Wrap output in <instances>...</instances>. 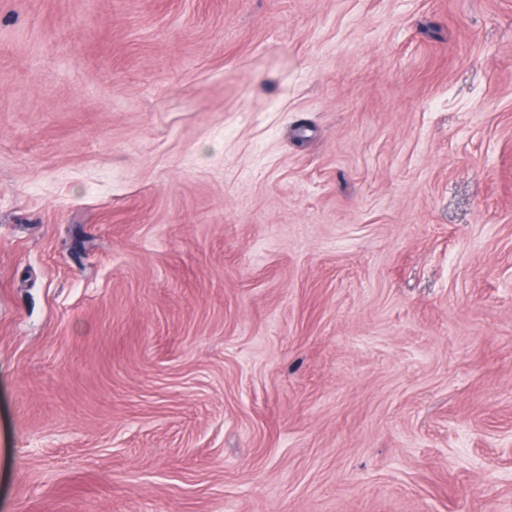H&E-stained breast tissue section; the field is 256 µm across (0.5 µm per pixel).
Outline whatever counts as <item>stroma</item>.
<instances>
[{"mask_svg": "<svg viewBox=\"0 0 512 512\" xmlns=\"http://www.w3.org/2000/svg\"><path fill=\"white\" fill-rule=\"evenodd\" d=\"M0 512H512V0H0Z\"/></svg>", "mask_w": 512, "mask_h": 512, "instance_id": "obj_1", "label": "stroma"}]
</instances>
